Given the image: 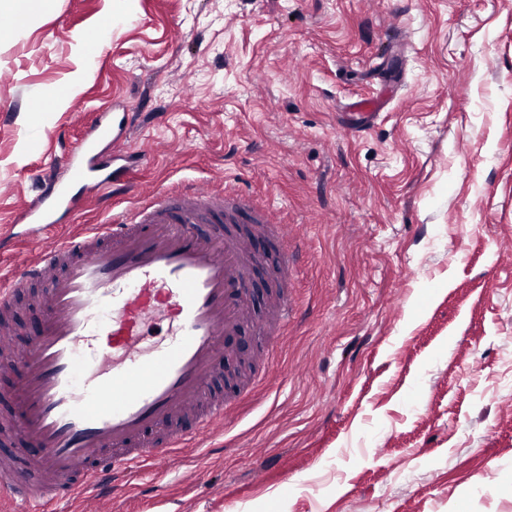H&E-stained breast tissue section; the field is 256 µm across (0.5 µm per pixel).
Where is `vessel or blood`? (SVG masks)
Instances as JSON below:
<instances>
[{
  "label": "vessel or blood",
  "instance_id": "b4317fda",
  "mask_svg": "<svg viewBox=\"0 0 512 512\" xmlns=\"http://www.w3.org/2000/svg\"><path fill=\"white\" fill-rule=\"evenodd\" d=\"M366 127L380 101L353 104ZM136 113H99L66 153L65 173L26 204L14 230L36 259L0 285V378H8L0 414V501L11 512L45 505L120 500L135 469L164 467L181 448L211 437L224 420L217 390L227 341L252 324L259 272L276 258L268 282L264 333L279 335L293 313L288 267L306 255L269 211L239 192L199 184L149 194L142 207L91 231L44 244L42 234L82 206L134 193L113 178L98 147ZM36 293H29V286ZM29 293L36 324L21 355L10 356L15 303ZM165 324L164 338L148 331Z\"/></svg>",
  "mask_w": 512,
  "mask_h": 512
}]
</instances>
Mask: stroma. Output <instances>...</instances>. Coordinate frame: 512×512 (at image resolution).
Segmentation results:
<instances>
[{
	"mask_svg": "<svg viewBox=\"0 0 512 512\" xmlns=\"http://www.w3.org/2000/svg\"><path fill=\"white\" fill-rule=\"evenodd\" d=\"M126 7L54 0L0 42V227L98 112L135 111L141 187L245 191L307 257L225 437L139 468L123 512H512V0ZM368 94L379 118L341 129ZM141 202L87 197L44 240Z\"/></svg>",
	"mask_w": 512,
	"mask_h": 512,
	"instance_id": "35a3bbf8",
	"label": "stroma"
}]
</instances>
